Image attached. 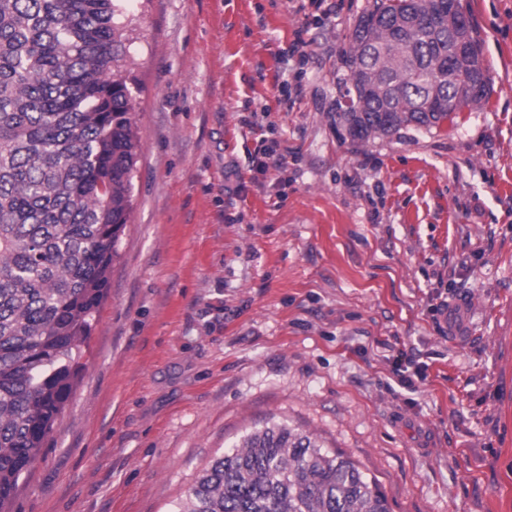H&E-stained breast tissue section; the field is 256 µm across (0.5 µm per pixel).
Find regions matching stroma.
<instances>
[{"instance_id":"1","label":"stroma","mask_w":512,"mask_h":512,"mask_svg":"<svg viewBox=\"0 0 512 512\" xmlns=\"http://www.w3.org/2000/svg\"><path fill=\"white\" fill-rule=\"evenodd\" d=\"M370 3L125 0L133 211L85 369L0 512H174L269 421L391 512H512V0H459L478 105L361 142L338 82Z\"/></svg>"}]
</instances>
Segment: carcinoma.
<instances>
[{
  "instance_id": "cac0c4a2",
  "label": "carcinoma",
  "mask_w": 512,
  "mask_h": 512,
  "mask_svg": "<svg viewBox=\"0 0 512 512\" xmlns=\"http://www.w3.org/2000/svg\"><path fill=\"white\" fill-rule=\"evenodd\" d=\"M344 52L336 120L360 141L438 128L479 103L455 80L480 58L448 56L438 0H373ZM123 0H0V505L11 499L73 388L81 346L107 295L130 220L141 151ZM437 94L449 110L426 113ZM174 512H389L374 479L283 422L244 435L190 486Z\"/></svg>"
}]
</instances>
